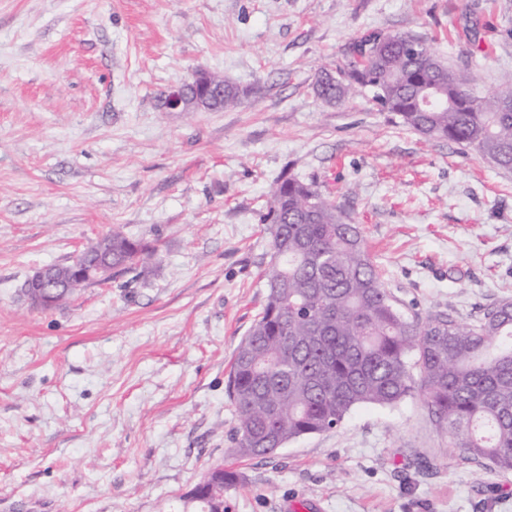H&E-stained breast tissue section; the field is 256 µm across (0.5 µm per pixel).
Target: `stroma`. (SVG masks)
I'll return each mask as SVG.
<instances>
[{
	"label": "stroma",
	"instance_id": "obj_1",
	"mask_svg": "<svg viewBox=\"0 0 512 512\" xmlns=\"http://www.w3.org/2000/svg\"><path fill=\"white\" fill-rule=\"evenodd\" d=\"M419 38L482 97L512 75V0H0V512H166L211 468L225 512H512L420 395L238 456L233 352L261 313L269 192L316 184L409 318L512 300V171L426 141L320 64ZM199 68L247 88L167 112ZM120 227L157 251L50 310L22 285ZM205 75L208 76L211 81H224V100H213L214 97H221L223 95L221 88L213 89L216 85L214 82L205 83L208 85V92L200 94L193 99H189L186 96L183 84H181L167 91L164 95L163 107L168 112H209L210 102L213 100V111H216L241 104L242 100L248 96L250 92L247 88H241L227 81L224 77L217 76L208 70H206Z\"/></svg>",
	"mask_w": 512,
	"mask_h": 512
}]
</instances>
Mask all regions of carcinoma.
<instances>
[{"label":"carcinoma","mask_w":512,"mask_h":512,"mask_svg":"<svg viewBox=\"0 0 512 512\" xmlns=\"http://www.w3.org/2000/svg\"><path fill=\"white\" fill-rule=\"evenodd\" d=\"M469 82L422 41L373 33L354 42L343 65L321 69L313 89L330 104L369 91L426 139L475 147L511 171L512 76L482 99L466 89ZM248 94L226 80L213 110ZM262 221L271 224L279 258L264 273L265 305L228 377L237 454L266 457L282 442L338 427L358 406H391L418 390L460 456L512 473V301L488 305L471 324L443 313L424 323L406 317L360 227L345 223L318 187L291 175L274 184ZM110 238L117 270L146 272L155 249L119 230ZM237 483L233 471H208L175 512H217Z\"/></svg>","instance_id":"carcinoma-1"}]
</instances>
